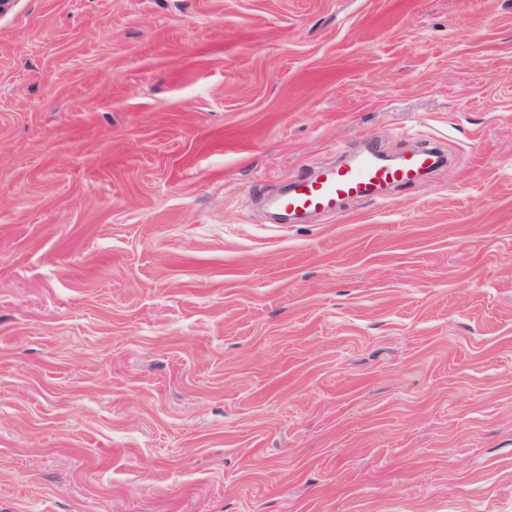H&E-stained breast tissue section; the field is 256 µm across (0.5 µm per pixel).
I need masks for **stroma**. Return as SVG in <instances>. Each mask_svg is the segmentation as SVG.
<instances>
[{"label": "stroma", "instance_id": "35a3bbf8", "mask_svg": "<svg viewBox=\"0 0 512 512\" xmlns=\"http://www.w3.org/2000/svg\"><path fill=\"white\" fill-rule=\"evenodd\" d=\"M0 512H512V0H16ZM437 163V154L429 148L406 152L393 164L368 148L346 164L325 166L298 180L276 205L289 213L331 215L345 202L369 196L384 186L419 182Z\"/></svg>", "mask_w": 512, "mask_h": 512}]
</instances>
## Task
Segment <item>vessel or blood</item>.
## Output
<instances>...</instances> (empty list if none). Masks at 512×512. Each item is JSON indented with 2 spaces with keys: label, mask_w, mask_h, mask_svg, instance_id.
<instances>
[{
  "label": "vessel or blood",
  "mask_w": 512,
  "mask_h": 512,
  "mask_svg": "<svg viewBox=\"0 0 512 512\" xmlns=\"http://www.w3.org/2000/svg\"><path fill=\"white\" fill-rule=\"evenodd\" d=\"M437 162V154L429 148L406 152L393 164L369 148L348 163L323 167L317 174L298 180L276 205L289 213L331 215L345 202L369 196L382 187L420 181Z\"/></svg>",
  "instance_id": "1"
}]
</instances>
